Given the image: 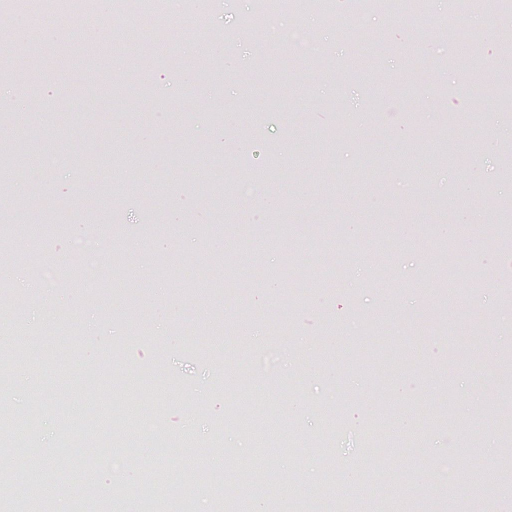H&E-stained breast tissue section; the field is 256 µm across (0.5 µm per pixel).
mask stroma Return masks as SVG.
Listing matches in <instances>:
<instances>
[{
  "label": "stroma",
  "instance_id": "35a3bbf8",
  "mask_svg": "<svg viewBox=\"0 0 512 512\" xmlns=\"http://www.w3.org/2000/svg\"><path fill=\"white\" fill-rule=\"evenodd\" d=\"M158 2L157 35L115 0L86 22L60 13L43 25L0 0V149L34 141L36 175L0 165V187L43 221L35 235L13 229L0 269L41 261L58 274L36 294L0 288V351H27L0 381L26 420L11 480L28 483L45 456L54 512H155L138 490L158 471L167 504L216 512L212 472L235 483L263 454L235 409L280 435L270 464L295 498L320 489L324 512H374L338 502L336 488L387 402L389 437L421 433L368 471L377 487L404 475L398 512H440L428 488L446 458L476 460L497 487L473 494L476 512H512V441L490 425L512 410V10L485 0L445 37L437 5L355 15L337 0L335 21L278 10L245 36L256 0ZM288 27L309 31L312 54L281 40ZM252 181L263 192L240 200ZM80 237L109 245L100 277L76 292ZM144 273L154 287H136ZM242 323L291 352L278 378L241 372L252 349ZM140 376L160 385L140 429L176 442L192 419L196 467L184 471L178 453L158 465L144 448L116 477L121 492L78 505L70 475L87 452L66 431L110 392L98 434L119 450ZM445 409L455 428H425Z\"/></svg>",
  "mask_w": 512,
  "mask_h": 512
}]
</instances>
